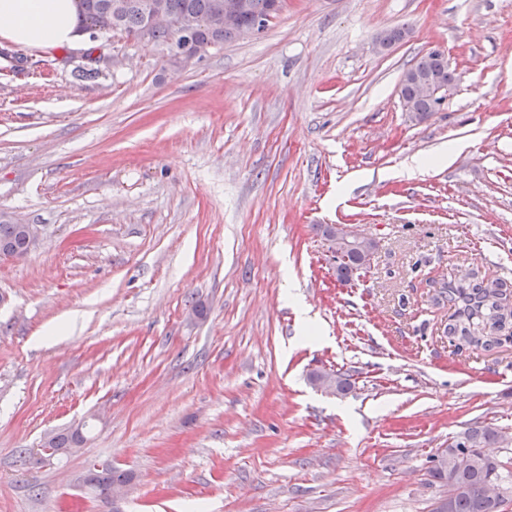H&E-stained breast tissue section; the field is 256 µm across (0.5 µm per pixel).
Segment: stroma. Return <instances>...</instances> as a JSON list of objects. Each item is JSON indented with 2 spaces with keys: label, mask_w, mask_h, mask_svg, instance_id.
<instances>
[{
  "label": "stroma",
  "mask_w": 512,
  "mask_h": 512,
  "mask_svg": "<svg viewBox=\"0 0 512 512\" xmlns=\"http://www.w3.org/2000/svg\"><path fill=\"white\" fill-rule=\"evenodd\" d=\"M4 47L0 212L41 234L0 259V512H113L94 462L134 473L122 512H435L437 451L512 433V347L457 351L428 286L512 279V0H283L187 68L114 37L92 79ZM436 49L421 120L400 79ZM331 224L379 242L348 282ZM404 79L400 82V96L404 104H411V111L419 119L426 118L430 112H434L437 106L441 105L442 99L434 98L438 91L428 84L418 88V83L428 82L444 92L454 83V75L448 66V59L443 53L431 51L422 56L416 64L407 69ZM420 93L423 96L422 97ZM431 97V98H428ZM84 441L85 437L83 430L77 427L66 431L52 433L46 442V444H49L51 448L43 449L49 454L54 452V448H58L63 452H66L68 448L80 447Z\"/></svg>",
  "instance_id": "1"
}]
</instances>
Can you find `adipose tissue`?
Returning a JSON list of instances; mask_svg holds the SVG:
<instances>
[{"instance_id":"adipose-tissue-1","label":"adipose tissue","mask_w":512,"mask_h":512,"mask_svg":"<svg viewBox=\"0 0 512 512\" xmlns=\"http://www.w3.org/2000/svg\"><path fill=\"white\" fill-rule=\"evenodd\" d=\"M77 0H0V38L52 50L76 45Z\"/></svg>"}]
</instances>
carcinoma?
<instances>
[{"label": "carcinoma", "mask_w": 512, "mask_h": 512, "mask_svg": "<svg viewBox=\"0 0 512 512\" xmlns=\"http://www.w3.org/2000/svg\"><path fill=\"white\" fill-rule=\"evenodd\" d=\"M115 0H84L85 11L78 12V24L90 20L96 22L102 18L110 19L108 31L104 36L109 38L116 34L127 38H137L148 23V16L142 4L149 0H123L118 12H113ZM171 14L177 18H193L198 21L194 31V41L201 44L221 46L234 40L231 32L222 27L207 24L214 12L218 0H160ZM249 9L242 14L241 22L250 24L258 15L267 19L275 18L282 8V0H245ZM149 40L159 46L170 48L176 40L177 31L173 28H156L149 31ZM428 82L435 87L448 91L454 83V75L448 66L444 54L431 51L422 56L416 64L404 72L400 82V96L404 103L411 104L415 116L424 119L437 106L442 98H428L420 95L418 83ZM0 247L10 249L16 254H25L29 249L27 239L22 232V225L0 222ZM362 270L357 256L350 254L348 260L336 267V277L348 281ZM436 302H448L453 312L448 317V335L455 336L468 346L491 349L500 344V334L512 326V281L503 278H492L474 268L468 278L462 279L448 273L434 297ZM469 461L448 468L434 463L433 476L445 483L457 487L458 494L450 506L443 512H500L498 504L487 499L481 485L490 477L501 480L504 489L512 486V471L504 464L483 457V449L491 444L503 442L502 432L492 425L470 427L465 432ZM85 437L80 428L55 432L48 437L47 444L53 448L67 451L83 444ZM134 480L130 472L119 471L112 466L93 471L85 475V486L96 496L107 499L112 487L129 484Z\"/></svg>", "instance_id": "cac0c4a2"}]
</instances>
